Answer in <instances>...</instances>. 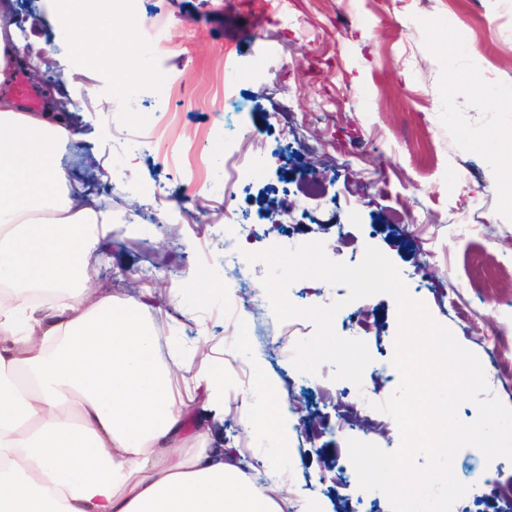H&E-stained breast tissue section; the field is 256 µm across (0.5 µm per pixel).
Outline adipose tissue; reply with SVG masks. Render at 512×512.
<instances>
[{
  "mask_svg": "<svg viewBox=\"0 0 512 512\" xmlns=\"http://www.w3.org/2000/svg\"><path fill=\"white\" fill-rule=\"evenodd\" d=\"M0 0V512H284L243 489L233 453H183L196 391L224 389L213 367L183 385L162 367L145 303L89 292L83 254L112 233L109 213L81 196L56 157L74 136L71 111L47 98L24 108L11 94L26 48ZM58 37L104 62L139 52L112 0H58ZM65 288L61 302L26 288Z\"/></svg>",
  "mask_w": 512,
  "mask_h": 512,
  "instance_id": "obj_1",
  "label": "adipose tissue"
}]
</instances>
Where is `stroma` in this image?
Wrapping results in <instances>:
<instances>
[{"instance_id": "1", "label": "stroma", "mask_w": 512, "mask_h": 512, "mask_svg": "<svg viewBox=\"0 0 512 512\" xmlns=\"http://www.w3.org/2000/svg\"><path fill=\"white\" fill-rule=\"evenodd\" d=\"M55 0H17L22 38L54 37ZM147 49L155 25L185 43L156 54L150 67L181 85L116 89L107 66L85 68L60 48L35 67L28 88L51 85L77 106L75 139L58 155L82 189L112 213L115 230L88 254L91 288L130 298V279L151 288L160 312L147 319L164 357L190 368L223 365L224 413L210 424L217 441L244 451L248 489L264 474L266 496H285L307 512H391L387 497L358 486L347 441L387 452L400 445L396 424L373 408L399 384L391 360L396 304L385 294L348 303L336 332L365 341L372 357L361 385L318 375L291 361L312 322H278L255 296L263 262L224 266V226L211 224L223 195L199 192L224 181L226 128L242 123L266 137L255 166L237 180L235 203L255 232L250 253L316 240L350 266L366 246L383 251L409 295L482 362L491 392L512 407L502 378L512 357L495 359L489 337L512 344V277L497 289L473 286L488 267L512 268V0H134ZM176 114L173 158L140 145L123 159L113 124L148 130L164 111ZM203 273L202 294L185 288ZM248 305L247 318L226 309L225 290ZM344 286L312 279L291 284L299 307L344 298ZM366 315V326L357 318ZM302 410L281 437L279 404ZM354 419L337 432L340 407ZM252 428H244L243 416ZM288 451H281V444ZM456 477L469 484L452 512H512L495 486L512 484V463L486 462L474 447L458 452Z\"/></svg>"}]
</instances>
